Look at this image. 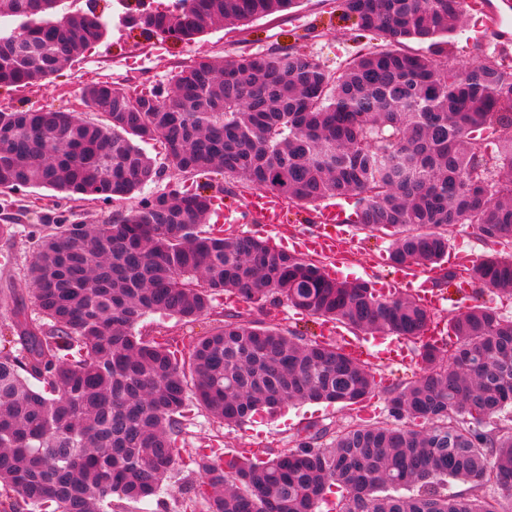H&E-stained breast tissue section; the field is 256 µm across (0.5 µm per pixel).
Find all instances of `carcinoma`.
<instances>
[{
	"label": "carcinoma",
	"mask_w": 512,
	"mask_h": 512,
	"mask_svg": "<svg viewBox=\"0 0 512 512\" xmlns=\"http://www.w3.org/2000/svg\"><path fill=\"white\" fill-rule=\"evenodd\" d=\"M299 0H179L140 13L144 33L191 41ZM471 0H336L341 16L384 44L331 72L292 47L201 57L170 89L82 92L101 114L1 112L0 181L121 202L165 167L140 147L160 143L176 176L216 170L243 190L313 207L353 202L352 223L391 232L394 266L442 268L448 226L471 224L491 251L470 283L512 300V64L448 51ZM57 0H0V85H36L105 35L92 12L56 17ZM419 45L410 49L407 43ZM215 195L177 184L138 198L111 222L40 224L28 276L35 319L15 305L0 330V488L23 512H317L333 490L339 512H498L489 485L512 491V318L475 304L448 319V345L419 346V376L385 390L387 421L328 437L309 426L278 451L224 454L178 445L196 411L242 425L295 402L358 404L375 376L338 346L305 340L241 312L224 315L185 353L135 331L150 313L192 321L213 296L275 307L359 332L417 339L434 315L365 281H337L249 234L202 229ZM416 420L426 430L411 427ZM186 475L184 497L163 486ZM466 492L448 494V480Z\"/></svg>",
	"instance_id": "1"
}]
</instances>
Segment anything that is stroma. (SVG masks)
I'll list each match as a JSON object with an SVG mask.
<instances>
[{"mask_svg": "<svg viewBox=\"0 0 512 512\" xmlns=\"http://www.w3.org/2000/svg\"><path fill=\"white\" fill-rule=\"evenodd\" d=\"M148 3L151 9H170L175 0H61L59 13L95 10L107 24V35L86 50L79 59L62 68L51 80L32 87L0 88V108L26 110L69 108L78 102L83 87L95 82H111L130 93L165 85L174 71L203 55L236 56L271 48L297 46L320 61L326 68H343L357 51L375 46L372 34L358 31L352 21L337 14L332 0H301L287 13L254 20L236 29L214 26L189 43L160 42L128 25L125 18ZM493 29L468 15L461 30L451 40V53L459 62L476 58L478 46L491 43ZM54 197L45 188H26L18 192L0 191V224H10L15 234L10 240L0 239V321L12 311L16 300L31 301L34 284L27 275L34 244L29 236L37 224L51 223L57 212ZM393 236H371L358 225H350L342 244L344 277L373 283L398 275L391 263H375L374 257L389 251ZM243 302L222 295L213 302L212 310L190 323L152 314L138 324V331L153 336L164 332L178 341L182 349L210 333L217 319L234 310H244ZM253 319L279 324L302 333L304 338H319L321 324L287 305L253 310ZM387 415L383 392H376L362 402L346 406L340 403H304L283 409L274 415L255 416L247 425L229 426L197 413L187 426L179 445L181 454L193 451L200 441L217 437L225 450L247 454L291 444L297 433L313 424H324L339 430L352 421H377Z\"/></svg>", "mask_w": 512, "mask_h": 512, "instance_id": "stroma-1", "label": "stroma"}]
</instances>
